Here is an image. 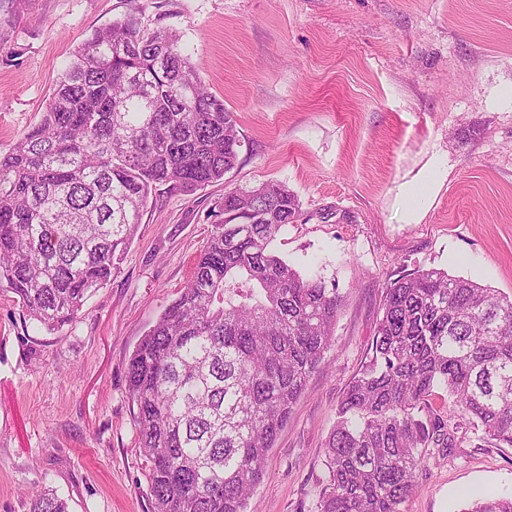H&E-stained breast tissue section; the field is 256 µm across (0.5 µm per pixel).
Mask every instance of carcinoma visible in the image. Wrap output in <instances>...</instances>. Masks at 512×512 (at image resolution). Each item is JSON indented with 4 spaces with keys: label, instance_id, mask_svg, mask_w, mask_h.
<instances>
[{
    "label": "carcinoma",
    "instance_id": "carcinoma-1",
    "mask_svg": "<svg viewBox=\"0 0 512 512\" xmlns=\"http://www.w3.org/2000/svg\"><path fill=\"white\" fill-rule=\"evenodd\" d=\"M241 147L233 114L175 35L113 21L0 154V291L40 327L73 324L120 273L158 187L220 181ZM299 209L275 181L224 192V222L129 358L154 512H244L333 346L343 296L272 247ZM370 350L324 444L318 512H401L428 449L454 445L450 413L512 446V295L419 267L383 288ZM436 388L449 406L430 402ZM29 512L70 510L44 488ZM467 512H512V496L476 498Z\"/></svg>",
    "mask_w": 512,
    "mask_h": 512
}]
</instances>
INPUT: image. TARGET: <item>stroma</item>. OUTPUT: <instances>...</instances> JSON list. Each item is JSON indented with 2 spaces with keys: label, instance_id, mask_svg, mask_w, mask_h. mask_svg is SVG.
I'll return each instance as SVG.
<instances>
[{
  "label": "stroma",
  "instance_id": "stroma-1",
  "mask_svg": "<svg viewBox=\"0 0 512 512\" xmlns=\"http://www.w3.org/2000/svg\"><path fill=\"white\" fill-rule=\"evenodd\" d=\"M128 14L178 35L245 145L223 180L158 191L76 323L36 327L0 292V512H28L44 486L72 512H153L128 360L223 222L225 190L266 181L301 211L275 250L343 304L245 512H317L387 281L426 266L512 294V0H0V153L81 44ZM448 424L456 447L431 449L403 512L512 495V447Z\"/></svg>",
  "mask_w": 512,
  "mask_h": 512
}]
</instances>
